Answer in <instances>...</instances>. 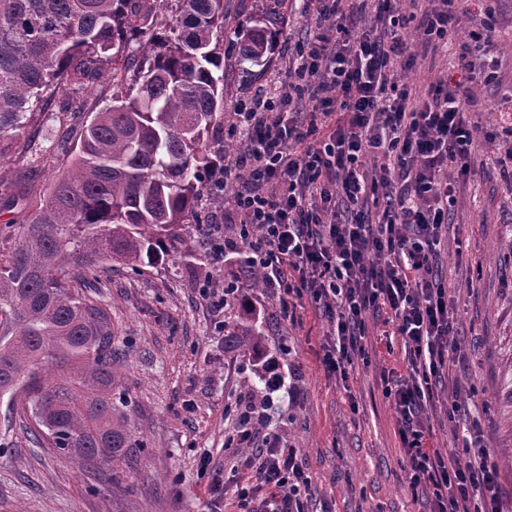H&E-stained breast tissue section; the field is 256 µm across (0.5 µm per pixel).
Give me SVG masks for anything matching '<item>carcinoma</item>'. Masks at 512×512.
Segmentation results:
<instances>
[{
    "label": "carcinoma",
    "mask_w": 512,
    "mask_h": 512,
    "mask_svg": "<svg viewBox=\"0 0 512 512\" xmlns=\"http://www.w3.org/2000/svg\"><path fill=\"white\" fill-rule=\"evenodd\" d=\"M224 0H0V145L48 92H62L69 169L44 199L0 196L23 231L0 239V399L22 404L26 434L78 464L123 473L134 440L116 399L112 312L85 291L112 261L140 264L197 218L224 112ZM238 77L263 79L266 23L234 32ZM112 101L79 130L105 67ZM226 342L255 351L261 332L228 321Z\"/></svg>",
    "instance_id": "cac0c4a2"
}]
</instances>
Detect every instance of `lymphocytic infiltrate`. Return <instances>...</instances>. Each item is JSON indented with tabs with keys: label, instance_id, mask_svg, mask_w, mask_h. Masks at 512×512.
Here are the masks:
<instances>
[{
	"label": "lymphocytic infiltrate",
	"instance_id": "f902f5d3",
	"mask_svg": "<svg viewBox=\"0 0 512 512\" xmlns=\"http://www.w3.org/2000/svg\"><path fill=\"white\" fill-rule=\"evenodd\" d=\"M312 37L297 44L287 88L254 89L231 115L243 151L225 156L215 187L235 185V237L205 225L213 259L232 253L259 268L283 316L307 296L330 323L322 366L347 376L368 314L385 312L407 375L386 381L412 485L433 488L432 512H504L489 449L459 461L431 443L423 417L456 345L448 285L438 273L457 179L475 160L472 88L492 78L489 30L459 38L468 0H303ZM415 39H408V31ZM456 42L453 75L420 89L406 73ZM305 472L280 439L259 449L232 499L246 512H302Z\"/></svg>",
	"mask_w": 512,
	"mask_h": 512
}]
</instances>
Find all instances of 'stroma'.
Listing matches in <instances>:
<instances>
[{
  "label": "stroma",
  "instance_id": "35a3bbf8",
  "mask_svg": "<svg viewBox=\"0 0 512 512\" xmlns=\"http://www.w3.org/2000/svg\"><path fill=\"white\" fill-rule=\"evenodd\" d=\"M300 0H226L224 33L259 18L275 24L277 48L269 80L284 81L288 55L310 28ZM467 29L491 27L495 79L475 89L481 133L478 161L458 182L448 209V238L441 249L442 275L450 282L461 335L449 362L450 378L437 383L436 410L425 424L432 442L464 456V423L473 445L489 448L498 482L512 512V181L497 157L512 151V0H474ZM224 116L215 144L228 136L229 114L249 85L239 81L232 53L224 55ZM61 94L32 115L18 140L25 152L0 159V193L49 191L66 157L60 146ZM55 157L47 164L45 156ZM92 297L112 310L114 362L120 391L128 395V425L144 446L133 469L116 477L38 448L22 420L0 400V512H224L214 487L246 479L240 453L229 440L242 404L272 396L265 432L295 448L312 484L305 512H428L432 489L412 487L397 434L396 413L384 394V371L406 373L400 342L376 335L383 317L368 315L364 354L355 356L348 379L327 376L320 364L330 326L308 299L295 300L291 318L279 314L274 291L253 288L236 255L217 264L197 225L183 224L163 240L160 258L131 269L114 262L95 270ZM236 283L238 300L215 309L199 290ZM256 320L263 354L278 364L281 389L267 393L252 355L230 349L224 324ZM460 410L449 415L451 402Z\"/></svg>",
  "mask_w": 512,
  "mask_h": 512
}]
</instances>
